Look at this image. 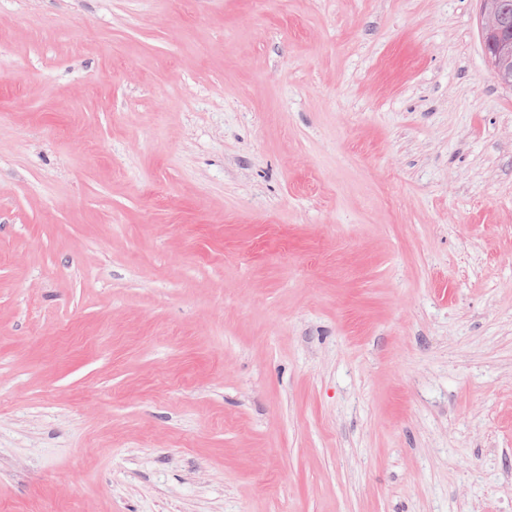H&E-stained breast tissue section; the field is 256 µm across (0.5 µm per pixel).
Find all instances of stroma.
<instances>
[{"label": "stroma", "instance_id": "obj_1", "mask_svg": "<svg viewBox=\"0 0 512 512\" xmlns=\"http://www.w3.org/2000/svg\"><path fill=\"white\" fill-rule=\"evenodd\" d=\"M479 13L0 0V512H512Z\"/></svg>", "mask_w": 512, "mask_h": 512}]
</instances>
